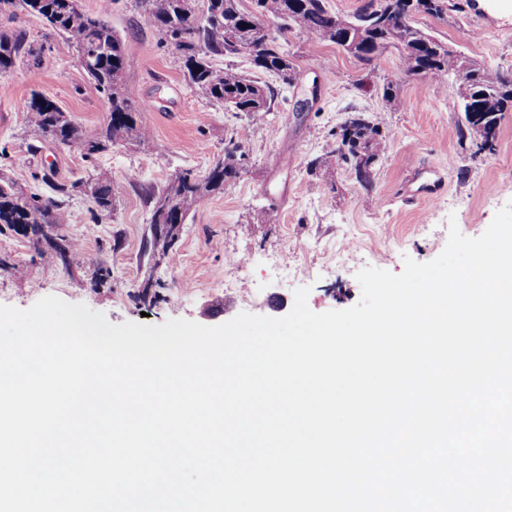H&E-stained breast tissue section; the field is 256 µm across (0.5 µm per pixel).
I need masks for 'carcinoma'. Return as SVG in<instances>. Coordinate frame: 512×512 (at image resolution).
Returning <instances> with one entry per match:
<instances>
[{
    "label": "carcinoma",
    "mask_w": 512,
    "mask_h": 512,
    "mask_svg": "<svg viewBox=\"0 0 512 512\" xmlns=\"http://www.w3.org/2000/svg\"><path fill=\"white\" fill-rule=\"evenodd\" d=\"M29 12L41 16L51 29L62 35L76 51L80 66L109 104L110 118L97 136L86 134L65 112L40 96L28 105V120L36 137L55 141L68 150L88 158L129 136H148L142 120L144 105L126 93V58L122 42L100 16L81 11L78 0H22ZM150 19L162 46L174 47L183 56L185 77L208 98L259 118L272 104L271 91L245 76L236 68L218 61L226 57L247 58L256 70L277 76L284 85L300 80L290 53L278 37L260 32L265 19L280 22V33L297 31L309 39L334 44L359 61L370 65L391 45L403 49V68L408 75L438 79L448 74L452 54L448 45L412 23V17L427 14L443 18L448 0H368L353 16L343 18L328 10L325 0H256L244 9L241 0H203L201 15L187 11L186 0H137ZM25 34L17 29H0V75L10 72L20 53L26 49ZM33 52V49L26 50ZM462 83L459 106L465 119L475 117L484 124L485 135L477 143V152L495 147L501 119L512 112V73L505 74L473 63L461 62ZM346 132L333 134L336 158L353 169L366 166L361 184L368 188L388 135L356 113L346 121ZM244 153L239 140L224 145V157L218 159L208 175L200 179L187 171L170 180L155 202H170L167 224H182L190 209L205 195L221 192L240 175ZM86 195L99 212L112 210V183L94 180L60 189ZM67 223L63 201L27 196L9 184L0 183V224L22 231L39 244L44 228L58 230L53 245L61 255L76 249L75 242L59 233Z\"/></svg>",
    "instance_id": "cac0c4a2"
}]
</instances>
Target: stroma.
I'll return each instance as SVG.
<instances>
[{
  "mask_svg": "<svg viewBox=\"0 0 512 512\" xmlns=\"http://www.w3.org/2000/svg\"><path fill=\"white\" fill-rule=\"evenodd\" d=\"M82 11L104 14L124 48L126 92L147 104L148 138L120 142L85 158L28 124L32 96L52 100L86 133H99L108 107L65 40L38 15L15 9L0 26L23 30L33 55H20L0 76V179L28 195L56 197L60 185L92 178L115 187L111 212L95 211L80 194L65 201L66 234L78 245L64 257L39 254L30 238L0 231V305L27 309L47 295L82 303L114 324L158 325L182 318L214 327L243 312L281 318L296 289L308 288L311 310H343L361 298L357 273L368 266L399 274L405 258L428 262L445 248L450 224L481 236L497 211L512 201V112L505 113L493 151L476 153L461 138L458 71L432 80L409 76L402 50L387 49L367 68L351 54L297 33L286 36L301 79L283 85L236 58L235 67L276 92L257 119L209 100L184 77L183 59L158 44L135 0H78ZM415 27L447 43L453 57L512 73V14L495 0H448V14L413 18ZM398 87L388 103L383 85ZM365 114L388 133L371 187L338 161L333 134L352 112ZM239 138L245 164L223 192L189 211L169 252L154 245L152 194L178 173L205 177ZM291 155L292 166L281 163ZM323 165L310 174V161ZM439 170L446 182L435 201L403 203L400 193L415 168ZM100 256L105 274L89 257ZM282 273H274L272 261ZM191 268V282L180 278ZM154 299L141 300L144 285Z\"/></svg>",
  "mask_w": 512,
  "mask_h": 512,
  "instance_id": "35a3bbf8",
  "label": "stroma"
}]
</instances>
